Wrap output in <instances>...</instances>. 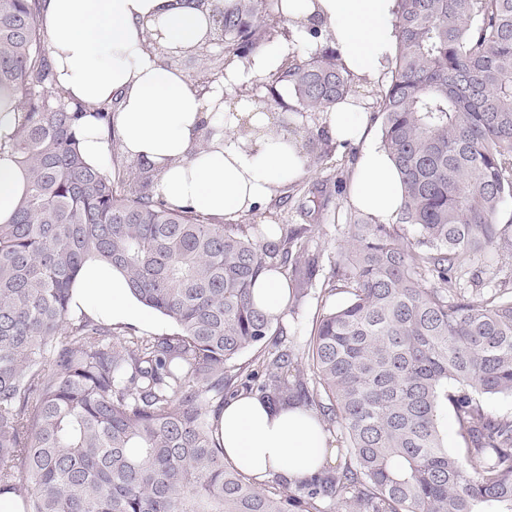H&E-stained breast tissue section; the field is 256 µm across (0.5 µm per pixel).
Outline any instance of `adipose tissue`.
Wrapping results in <instances>:
<instances>
[{
	"label": "adipose tissue",
	"instance_id": "adipose-tissue-1",
	"mask_svg": "<svg viewBox=\"0 0 512 512\" xmlns=\"http://www.w3.org/2000/svg\"><path fill=\"white\" fill-rule=\"evenodd\" d=\"M397 5L283 0L282 13L297 37L307 41L319 32L354 77L371 80L395 51ZM39 22L58 85L87 109L78 140L90 167L108 170L113 149H120L155 170L157 191L171 207L214 217L249 213L280 185L304 175L303 143L274 131L277 113L213 111L211 99L200 97L184 72L162 63V55L189 54L211 40V13L196 0H41ZM112 102L117 108L110 122L98 119L96 108ZM322 117L336 141L362 145L353 206L373 223H394L403 196L400 176L375 142L359 102L345 98ZM26 189L22 168L0 154L1 224L10 222ZM252 293L270 314L288 307V282L280 272H262ZM71 308L115 325L148 321L123 275L95 260L85 263ZM219 428L225 457L259 481L274 473L298 481L325 460V434L297 409L274 412L242 395L225 405Z\"/></svg>",
	"mask_w": 512,
	"mask_h": 512
}]
</instances>
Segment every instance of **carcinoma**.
<instances>
[{"instance_id":"carcinoma-1","label":"carcinoma","mask_w":512,"mask_h":512,"mask_svg":"<svg viewBox=\"0 0 512 512\" xmlns=\"http://www.w3.org/2000/svg\"><path fill=\"white\" fill-rule=\"evenodd\" d=\"M279 4L198 0L224 45L210 82L282 35L288 54L259 84L264 105L324 112L355 80L329 44L279 32ZM39 9L0 0V93L24 112L0 153L29 182L0 224V494L24 512H512V417L481 403L512 397V287H459L476 258L512 254L498 224L512 199V0H398L374 115L402 181L397 223L350 225L322 283L348 300L316 318L301 351L251 286L288 265V306L301 305L321 270L314 225L226 223L171 207L143 163L88 166L86 108L56 83ZM305 149L319 161L336 142L309 131ZM329 197L309 192L300 213L317 219ZM88 259L124 272L175 331L136 336L70 316ZM241 377L259 381L271 409L341 428L340 462L295 489L227 463L217 418ZM450 406L456 452L441 432Z\"/></svg>"}]
</instances>
